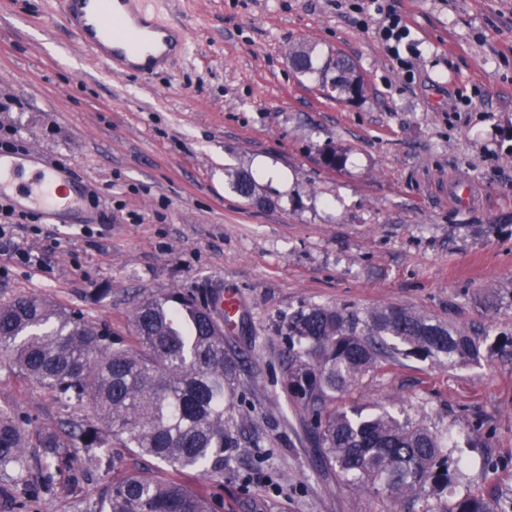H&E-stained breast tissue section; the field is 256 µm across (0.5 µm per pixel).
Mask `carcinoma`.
<instances>
[{
  "label": "carcinoma",
  "instance_id": "cac0c4a2",
  "mask_svg": "<svg viewBox=\"0 0 512 512\" xmlns=\"http://www.w3.org/2000/svg\"><path fill=\"white\" fill-rule=\"evenodd\" d=\"M295 70L318 76L336 96L356 97L363 83L348 57L319 65L315 48L289 53ZM232 188L255 194L251 175ZM129 343L86 324L75 311L35 296L0 304V358L66 405L87 404L95 420L31 430L26 419L0 407V472L11 470L30 492L56 478L78 479L74 462L102 471L95 512H215V501L187 479L224 474L226 452L240 446L231 421L239 364L224 346L217 296L203 300L172 291L141 300L132 312ZM287 343L283 383L308 416V435L320 465L394 512H501L496 495L466 493L448 500V479L461 459L436 433L380 408L334 411L330 405L398 353L443 357L450 364L484 358L468 331L405 308L386 306L364 316L310 305L283 323ZM40 449L37 471L25 451ZM111 448L149 457L171 473L110 477Z\"/></svg>",
  "mask_w": 512,
  "mask_h": 512
}]
</instances>
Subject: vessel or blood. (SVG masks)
<instances>
[{
    "mask_svg": "<svg viewBox=\"0 0 512 512\" xmlns=\"http://www.w3.org/2000/svg\"><path fill=\"white\" fill-rule=\"evenodd\" d=\"M59 21L116 77L129 72L151 76L186 48L182 30L160 23L144 0H62ZM20 168L15 157L0 155V198L61 224L81 210L84 183L79 176L46 165L21 185Z\"/></svg>",
    "mask_w": 512,
    "mask_h": 512,
    "instance_id": "vessel-or-blood-1",
    "label": "vessel or blood"
}]
</instances>
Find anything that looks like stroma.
<instances>
[{
	"instance_id": "1",
	"label": "stroma",
	"mask_w": 512,
	"mask_h": 512,
	"mask_svg": "<svg viewBox=\"0 0 512 512\" xmlns=\"http://www.w3.org/2000/svg\"><path fill=\"white\" fill-rule=\"evenodd\" d=\"M182 26L187 56L150 78H106L59 23L61 0H0V140L75 169L94 219L36 218L0 239V303L37 296L79 312L114 340L137 301L177 289L236 292L243 324L224 342L240 364V446L222 481L195 484L244 512H388L318 467L307 416L282 386L288 314L398 306L466 328L490 347L477 365L397 355L337 409L383 405L450 437L467 460L456 493L512 504V0H386L410 35L383 37L363 0H150ZM350 57L363 93L336 100L296 73L291 48ZM346 152L338 169L322 154ZM286 172L231 189L256 160ZM469 204L453 200L458 179ZM0 405L30 428L64 406L0 362ZM103 482L57 479L28 495L0 473V512H92Z\"/></svg>"
}]
</instances>
